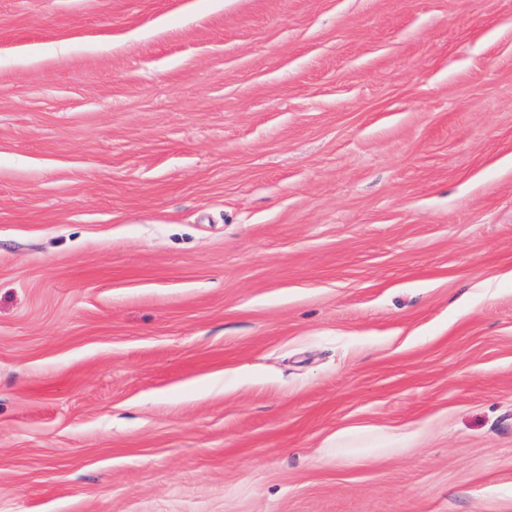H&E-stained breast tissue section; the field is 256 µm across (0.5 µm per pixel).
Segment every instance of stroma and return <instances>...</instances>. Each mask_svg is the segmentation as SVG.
<instances>
[{
	"label": "stroma",
	"mask_w": 512,
	"mask_h": 512,
	"mask_svg": "<svg viewBox=\"0 0 512 512\" xmlns=\"http://www.w3.org/2000/svg\"><path fill=\"white\" fill-rule=\"evenodd\" d=\"M0 512H512V0H0Z\"/></svg>",
	"instance_id": "35a3bbf8"
}]
</instances>
